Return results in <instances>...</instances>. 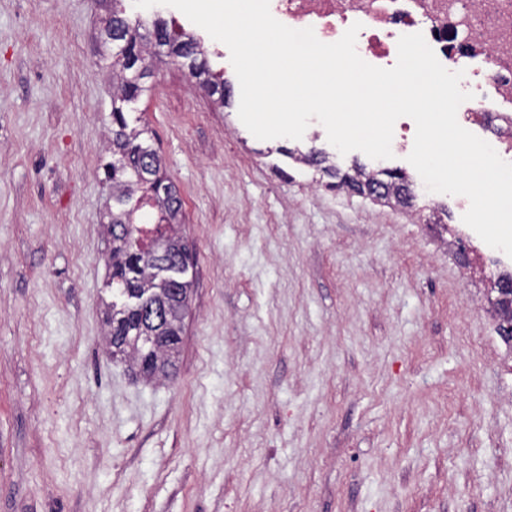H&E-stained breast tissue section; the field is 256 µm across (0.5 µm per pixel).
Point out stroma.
I'll use <instances>...</instances> for the list:
<instances>
[{"instance_id": "stroma-1", "label": "stroma", "mask_w": 512, "mask_h": 512, "mask_svg": "<svg viewBox=\"0 0 512 512\" xmlns=\"http://www.w3.org/2000/svg\"><path fill=\"white\" fill-rule=\"evenodd\" d=\"M98 0H0V512H512V382L444 245L468 206L328 186L160 57L135 114L192 252L176 367L113 359Z\"/></svg>"}]
</instances>
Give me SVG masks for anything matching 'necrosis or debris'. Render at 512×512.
Here are the masks:
<instances>
[{
    "instance_id": "necrosis-or-debris-1",
    "label": "necrosis or debris",
    "mask_w": 512,
    "mask_h": 512,
    "mask_svg": "<svg viewBox=\"0 0 512 512\" xmlns=\"http://www.w3.org/2000/svg\"><path fill=\"white\" fill-rule=\"evenodd\" d=\"M270 10L288 27L313 28L325 43L361 23L358 54L383 66L396 61L400 36L422 33L474 95L459 123L480 126L499 156L512 160V0H270Z\"/></svg>"
}]
</instances>
